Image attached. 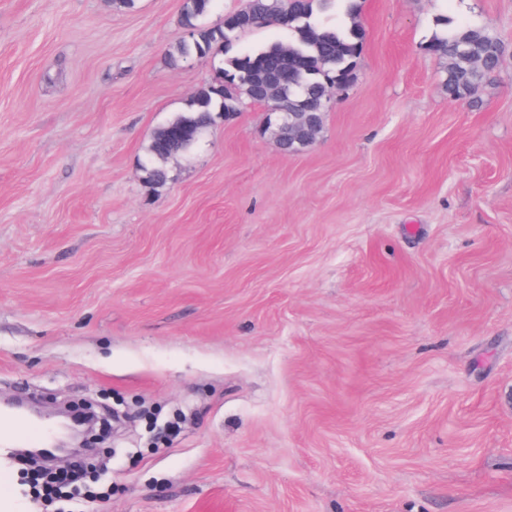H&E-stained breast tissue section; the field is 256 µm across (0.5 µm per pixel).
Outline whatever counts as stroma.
Returning <instances> with one entry per match:
<instances>
[{"label":"stroma","mask_w":512,"mask_h":512,"mask_svg":"<svg viewBox=\"0 0 512 512\" xmlns=\"http://www.w3.org/2000/svg\"><path fill=\"white\" fill-rule=\"evenodd\" d=\"M181 4L0 0V396L95 406L108 512H512V0H355L314 145L247 102L155 185L153 133L286 39L173 67ZM443 16L504 43L469 100Z\"/></svg>","instance_id":"1"}]
</instances>
